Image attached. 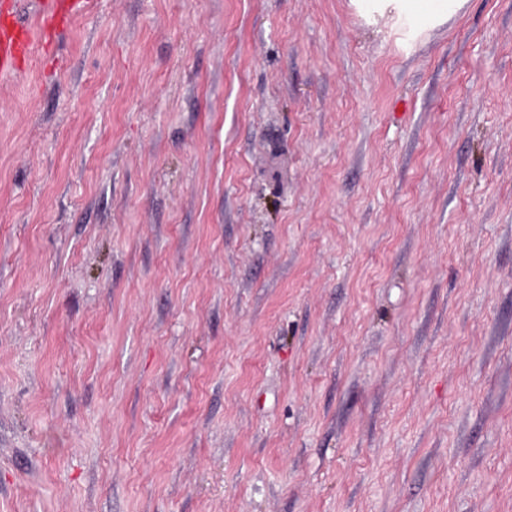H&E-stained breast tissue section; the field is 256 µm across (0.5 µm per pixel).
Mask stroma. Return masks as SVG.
Here are the masks:
<instances>
[{"instance_id":"1","label":"stroma","mask_w":512,"mask_h":512,"mask_svg":"<svg viewBox=\"0 0 512 512\" xmlns=\"http://www.w3.org/2000/svg\"><path fill=\"white\" fill-rule=\"evenodd\" d=\"M0 78V512H512V0H91ZM468 0H352L357 12L367 21L390 15L411 31L435 27L464 9Z\"/></svg>"}]
</instances>
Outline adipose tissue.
I'll use <instances>...</instances> for the list:
<instances>
[{
    "mask_svg": "<svg viewBox=\"0 0 512 512\" xmlns=\"http://www.w3.org/2000/svg\"><path fill=\"white\" fill-rule=\"evenodd\" d=\"M365 19L391 16L405 23L411 31L435 27L464 9L467 0H352Z\"/></svg>",
    "mask_w": 512,
    "mask_h": 512,
    "instance_id": "ef3b65f1",
    "label": "adipose tissue"
}]
</instances>
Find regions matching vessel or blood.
<instances>
[{
	"instance_id": "obj_1",
	"label": "vessel or blood",
	"mask_w": 512,
	"mask_h": 512,
	"mask_svg": "<svg viewBox=\"0 0 512 512\" xmlns=\"http://www.w3.org/2000/svg\"><path fill=\"white\" fill-rule=\"evenodd\" d=\"M88 0H0V77H16L21 60L36 56L51 32L65 26Z\"/></svg>"
}]
</instances>
